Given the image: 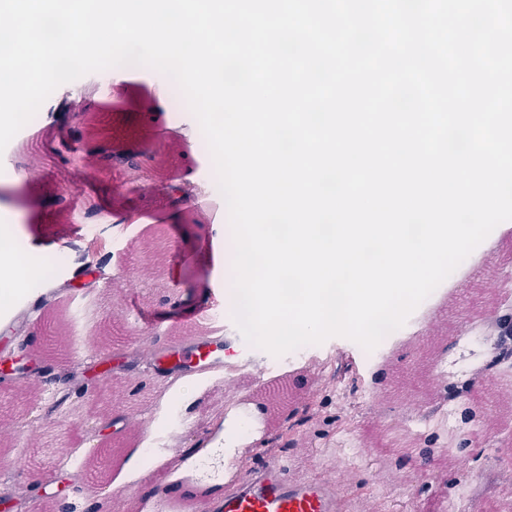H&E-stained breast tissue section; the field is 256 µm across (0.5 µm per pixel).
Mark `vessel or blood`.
Returning <instances> with one entry per match:
<instances>
[{
    "label": "vessel or blood",
    "instance_id": "1",
    "mask_svg": "<svg viewBox=\"0 0 512 512\" xmlns=\"http://www.w3.org/2000/svg\"><path fill=\"white\" fill-rule=\"evenodd\" d=\"M240 336L217 335L197 342L190 355L172 352L160 357L153 347L144 350L148 370L160 377L185 368L208 369L223 364L224 354L232 346L243 344ZM346 480L321 478L296 483L288 478L284 459H260L254 478L237 491L225 494L217 512H339Z\"/></svg>",
    "mask_w": 512,
    "mask_h": 512
}]
</instances>
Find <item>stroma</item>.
<instances>
[{"label": "stroma", "mask_w": 512, "mask_h": 512, "mask_svg": "<svg viewBox=\"0 0 512 512\" xmlns=\"http://www.w3.org/2000/svg\"><path fill=\"white\" fill-rule=\"evenodd\" d=\"M164 90L170 109H152ZM80 136L105 145L94 171L64 162L61 140ZM154 153L148 181L134 179L120 154ZM93 181H86V173ZM192 173L197 187L218 193V177L199 122L176 83L142 66L121 65L59 86L0 152V231L46 251L44 281L17 291L24 319L0 310V420L13 438L0 447V496L12 512H42L65 483L81 512H148L152 486L171 487L166 512H206L213 488L245 479L254 451L287 457L295 479L354 476L347 512H373L382 498L410 512H442L448 486L465 488V512L512 499V419L473 439L454 402H424L433 385H468L467 404L487 415L484 332L489 291L499 308L512 304V227L490 250L468 256L467 276L452 273L432 317L407 319L392 338L368 351L344 337L273 356L253 347L196 378L153 375L141 349L190 346L208 335L209 314L235 329L233 306L220 283L229 229L223 208L169 194L170 179ZM134 215V229L103 224L90 203ZM60 245L61 257L49 255ZM105 265L81 274V257ZM287 375L294 399L277 425L253 374ZM137 414L138 432L115 428ZM430 418L447 448L462 447V465L448 470L418 457L351 455L367 434L382 437L408 417ZM169 429L168 448L140 456L153 433ZM99 459L98 468L89 460Z\"/></svg>", "instance_id": "35a3bbf8"}]
</instances>
